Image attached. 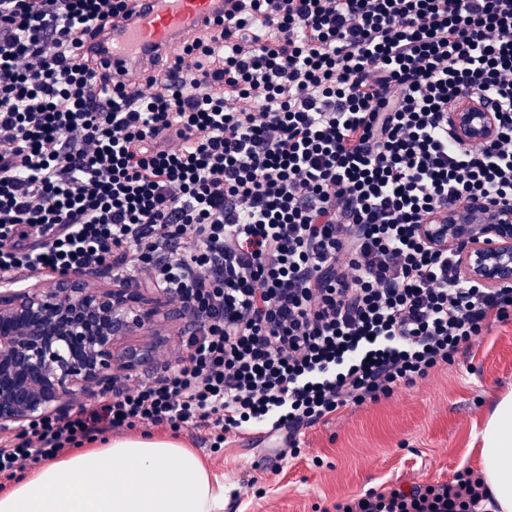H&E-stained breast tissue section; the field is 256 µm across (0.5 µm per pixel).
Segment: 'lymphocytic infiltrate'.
<instances>
[{"label": "lymphocytic infiltrate", "instance_id": "lymphocytic-infiltrate-1", "mask_svg": "<svg viewBox=\"0 0 512 512\" xmlns=\"http://www.w3.org/2000/svg\"><path fill=\"white\" fill-rule=\"evenodd\" d=\"M127 0H0V276L112 264L195 311L161 374L0 442V489L110 431L303 429L454 364L512 286L421 225L512 207V0H238L168 80L126 92L80 47ZM477 95L493 139H456ZM482 476L336 512H489Z\"/></svg>", "mask_w": 512, "mask_h": 512}]
</instances>
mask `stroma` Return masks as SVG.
<instances>
[{"label":"stroma","instance_id":"stroma-1","mask_svg":"<svg viewBox=\"0 0 512 512\" xmlns=\"http://www.w3.org/2000/svg\"><path fill=\"white\" fill-rule=\"evenodd\" d=\"M169 314L154 340L159 362L171 361L190 318L166 300ZM512 393V322L492 326L454 365L412 387L305 429L297 457L280 471L256 466L257 450L229 439L212 451L208 434L190 427L136 428L187 442L224 485L232 512H331L336 501L391 483L447 481L478 468L482 432L495 404Z\"/></svg>","mask_w":512,"mask_h":512}]
</instances>
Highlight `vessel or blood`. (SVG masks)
Segmentation results:
<instances>
[{"label":"vessel or blood","mask_w":512,"mask_h":512,"mask_svg":"<svg viewBox=\"0 0 512 512\" xmlns=\"http://www.w3.org/2000/svg\"><path fill=\"white\" fill-rule=\"evenodd\" d=\"M130 16L114 18L97 39L102 67L128 89L151 91L166 76L164 65L198 34L216 29L234 0H133Z\"/></svg>","instance_id":"obj_1"}]
</instances>
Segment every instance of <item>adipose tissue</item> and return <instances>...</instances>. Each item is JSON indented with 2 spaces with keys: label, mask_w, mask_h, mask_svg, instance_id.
I'll return each instance as SVG.
<instances>
[{
  "label": "adipose tissue",
  "mask_w": 512,
  "mask_h": 512,
  "mask_svg": "<svg viewBox=\"0 0 512 512\" xmlns=\"http://www.w3.org/2000/svg\"><path fill=\"white\" fill-rule=\"evenodd\" d=\"M481 473L499 512H512V397L482 433ZM224 490L173 440L118 438L45 462L0 492V512H223Z\"/></svg>",
  "instance_id": "ef3b65f1"
}]
</instances>
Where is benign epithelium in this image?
<instances>
[{"label":"benign epithelium","mask_w":512,"mask_h":512,"mask_svg":"<svg viewBox=\"0 0 512 512\" xmlns=\"http://www.w3.org/2000/svg\"><path fill=\"white\" fill-rule=\"evenodd\" d=\"M464 142L494 137L496 119L467 99L448 113ZM436 248L458 254L459 274L488 288L512 284V208L475 199L448 207V223L423 224ZM162 301L133 283L111 286L84 271L57 274L19 291H0V428L62 416L117 373L152 362L151 342L125 344L137 333L153 335Z\"/></svg>","instance_id":"1"}]
</instances>
